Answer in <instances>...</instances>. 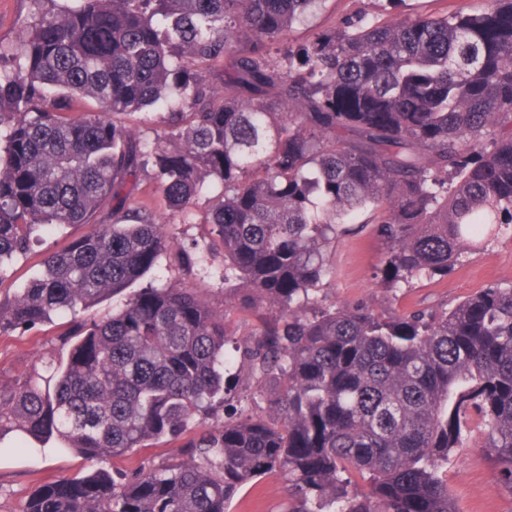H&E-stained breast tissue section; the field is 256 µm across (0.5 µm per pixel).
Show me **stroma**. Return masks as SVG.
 Segmentation results:
<instances>
[{"mask_svg": "<svg viewBox=\"0 0 512 512\" xmlns=\"http://www.w3.org/2000/svg\"><path fill=\"white\" fill-rule=\"evenodd\" d=\"M481 0H328L325 8L306 26L295 29L292 39L305 42L321 28L356 23L363 19L398 22L409 16L444 15L458 9L479 10ZM36 6L33 0H0V45H18ZM137 202L150 208L164 224L171 239V254L165 255L153 277L156 283L175 281L192 289L214 309L227 310L224 303V260L216 256L206 269L179 266L173 253L192 243L204 242L209 227L204 222L205 200H198L188 223L179 224L170 215L161 193L150 177H142L135 192ZM85 226L76 225L62 232L44 235L42 244L16 263L0 288L18 290L42 268L49 251L64 250ZM335 270L317 291L328 304L367 302L377 310L409 314L422 308L455 305L491 284L512 285V237L503 236L478 253H465L448 275L412 281L409 285L387 288L382 280L384 245L376 234L374 216H355L343 225L331 245ZM68 316L29 332L0 335V381L9 382L42 356L65 355ZM82 459L70 454H54L43 459L22 455L0 456V512H24L30 497L44 484L60 476H74L85 470ZM448 485L456 502L467 503L478 512H512V495L503 490L497 469L486 450L478 444L458 449L448 460ZM288 504V478L279 471L250 483L232 500L229 512H284Z\"/></svg>", "mask_w": 512, "mask_h": 512, "instance_id": "stroma-1", "label": "stroma"}]
</instances>
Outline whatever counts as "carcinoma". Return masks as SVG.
<instances>
[{
	"instance_id": "obj_1",
	"label": "carcinoma",
	"mask_w": 512,
	"mask_h": 512,
	"mask_svg": "<svg viewBox=\"0 0 512 512\" xmlns=\"http://www.w3.org/2000/svg\"><path fill=\"white\" fill-rule=\"evenodd\" d=\"M37 2L19 47L0 46V280L45 232L91 229L0 294V335L69 314L72 336L66 358L0 385V444L55 439L89 469L25 512H228L275 470L287 512H457L444 468L474 425L512 493L511 285L402 316L311 297L354 212L376 215L392 288L512 228V0L304 44L291 33L326 0ZM77 98L96 108L73 117ZM158 109L146 136L118 119ZM148 171L182 224L219 188L208 241L180 261L221 254L226 298L258 318L250 397L188 438L230 390L226 313L163 284L93 314L170 248L134 201ZM182 437L160 467L102 466Z\"/></svg>"
}]
</instances>
